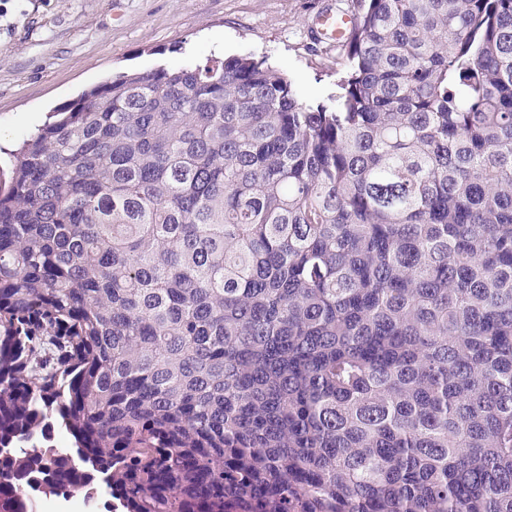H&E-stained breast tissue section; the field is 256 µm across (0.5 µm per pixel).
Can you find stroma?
Instances as JSON below:
<instances>
[{"instance_id": "stroma-1", "label": "stroma", "mask_w": 512, "mask_h": 512, "mask_svg": "<svg viewBox=\"0 0 512 512\" xmlns=\"http://www.w3.org/2000/svg\"><path fill=\"white\" fill-rule=\"evenodd\" d=\"M353 0H0V145L108 78L251 55L304 103L336 92L344 49L316 48L319 8Z\"/></svg>"}]
</instances>
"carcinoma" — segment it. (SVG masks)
<instances>
[{
	"mask_svg": "<svg viewBox=\"0 0 512 512\" xmlns=\"http://www.w3.org/2000/svg\"><path fill=\"white\" fill-rule=\"evenodd\" d=\"M354 17L328 104L215 58L8 153L0 512H512V0Z\"/></svg>",
	"mask_w": 512,
	"mask_h": 512,
	"instance_id": "obj_1",
	"label": "carcinoma"
}]
</instances>
